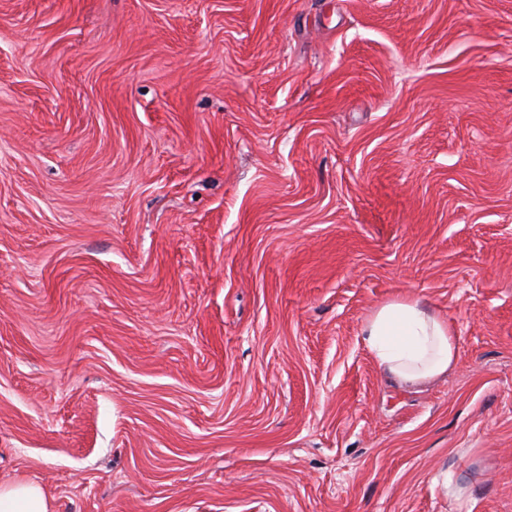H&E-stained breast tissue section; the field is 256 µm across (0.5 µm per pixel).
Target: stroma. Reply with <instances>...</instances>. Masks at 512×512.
Segmentation results:
<instances>
[{
  "instance_id": "1",
  "label": "stroma",
  "mask_w": 512,
  "mask_h": 512,
  "mask_svg": "<svg viewBox=\"0 0 512 512\" xmlns=\"http://www.w3.org/2000/svg\"><path fill=\"white\" fill-rule=\"evenodd\" d=\"M457 338L409 389L362 333ZM52 512H512V0H0V481ZM362 332L378 368L404 385L445 374L456 359V336L420 299L382 304Z\"/></svg>"
}]
</instances>
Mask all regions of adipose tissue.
<instances>
[{"mask_svg": "<svg viewBox=\"0 0 512 512\" xmlns=\"http://www.w3.org/2000/svg\"><path fill=\"white\" fill-rule=\"evenodd\" d=\"M363 336L378 368L404 385L445 374L457 355L447 323L418 299L382 304L365 322ZM0 512H51V498L34 482H0Z\"/></svg>", "mask_w": 512, "mask_h": 512, "instance_id": "adipose-tissue-1", "label": "adipose tissue"}]
</instances>
